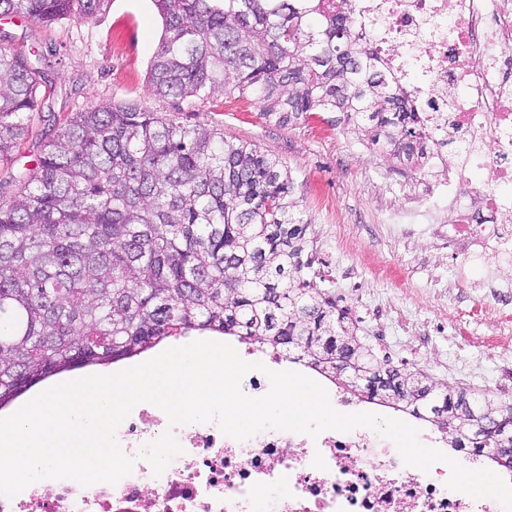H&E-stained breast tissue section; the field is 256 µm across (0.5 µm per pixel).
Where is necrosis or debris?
I'll use <instances>...</instances> for the list:
<instances>
[{"instance_id": "1", "label": "necrosis or debris", "mask_w": 512, "mask_h": 512, "mask_svg": "<svg viewBox=\"0 0 512 512\" xmlns=\"http://www.w3.org/2000/svg\"><path fill=\"white\" fill-rule=\"evenodd\" d=\"M359 34L413 104L436 186L448 196V248L473 269L512 266V0H351ZM460 139L448 155L445 130ZM487 169L472 179L468 165ZM130 474L82 486L58 479L0 495V512H505L449 490L450 470L403 464L369 428L318 437L265 429L238 441L209 422L170 425L152 404L116 431Z\"/></svg>"}]
</instances>
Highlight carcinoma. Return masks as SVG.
Wrapping results in <instances>:
<instances>
[{
  "mask_svg": "<svg viewBox=\"0 0 512 512\" xmlns=\"http://www.w3.org/2000/svg\"><path fill=\"white\" fill-rule=\"evenodd\" d=\"M109 0H0L1 17L93 18ZM148 92L253 98L280 122L338 112L393 159L427 153L417 113L356 36L351 0H153ZM53 89L0 43V160ZM0 193V409L62 372L196 331L297 350L370 400L425 409L454 447L512 464V405L437 390L379 361L302 276L307 230L276 157L137 104L77 112Z\"/></svg>",
  "mask_w": 512,
  "mask_h": 512,
  "instance_id": "obj_1",
  "label": "carcinoma"
}]
</instances>
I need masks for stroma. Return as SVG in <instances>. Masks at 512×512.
<instances>
[{
    "mask_svg": "<svg viewBox=\"0 0 512 512\" xmlns=\"http://www.w3.org/2000/svg\"><path fill=\"white\" fill-rule=\"evenodd\" d=\"M161 30L152 0H109L94 18L51 25L0 18V43L36 61L54 89L33 113L13 162L0 163V181L33 167L44 140L75 112L135 102L181 113L189 126L221 127L286 163L312 247L339 266L321 286L349 310L376 358L421 371L441 389L456 372L470 373L473 396L512 404V340L499 343L475 311L491 303L487 283L497 267L468 269L430 233L404 234L389 219L410 194L429 190L431 171L392 162L333 112L282 124L235 94L192 105L148 95L146 73Z\"/></svg>",
    "mask_w": 512,
    "mask_h": 512,
    "instance_id": "35a3bbf8",
    "label": "stroma"
}]
</instances>
